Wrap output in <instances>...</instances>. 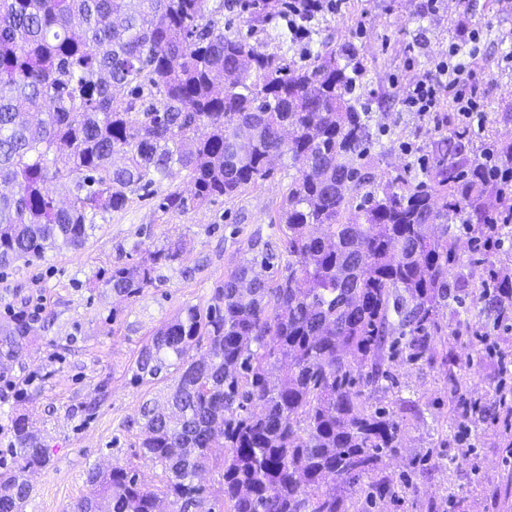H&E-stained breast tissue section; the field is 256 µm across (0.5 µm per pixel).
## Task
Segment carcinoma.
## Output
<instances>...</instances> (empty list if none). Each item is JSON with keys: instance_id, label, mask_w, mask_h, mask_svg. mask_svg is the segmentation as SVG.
<instances>
[{"instance_id": "cac0c4a2", "label": "carcinoma", "mask_w": 512, "mask_h": 512, "mask_svg": "<svg viewBox=\"0 0 512 512\" xmlns=\"http://www.w3.org/2000/svg\"><path fill=\"white\" fill-rule=\"evenodd\" d=\"M283 12V0L240 9L251 28ZM360 76L355 52L327 43L303 65L263 51L225 31L224 4L208 0H0V269L84 246L98 215L175 166L191 192H168L165 213L233 198L275 160L297 172L281 208L285 271L257 278L265 252L241 261L130 366L133 385L173 381L164 403L147 399L125 422L138 455L162 468V488L129 465H95L69 512H351L356 487L402 447L397 414L367 409L362 389L388 380L393 359L431 352L444 312L468 295L495 344L512 272L480 239L503 213L512 141L470 159L455 131L434 143L422 176L379 181L370 112L352 97ZM465 231L482 258H461ZM182 252L171 241L99 282L129 301ZM465 263L487 278L451 288ZM31 333L20 314L0 323V366L24 357ZM107 388L83 411L93 415ZM496 393L507 422L512 389ZM10 434L0 512H24L31 476L53 457L29 415L13 416ZM210 471L212 492L200 478Z\"/></svg>"}]
</instances>
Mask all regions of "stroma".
Segmentation results:
<instances>
[{
    "label": "stroma",
    "instance_id": "obj_1",
    "mask_svg": "<svg viewBox=\"0 0 512 512\" xmlns=\"http://www.w3.org/2000/svg\"><path fill=\"white\" fill-rule=\"evenodd\" d=\"M477 22L486 29L476 59L486 120L469 139L480 152L493 139H512V63L505 60L512 49V0H467L463 5L442 0L433 13L424 12L423 0H348L340 14L314 21V41L353 48L362 64L359 93L371 109L377 178L400 168L420 174L413 157L404 153V143L424 151L436 133L458 129L451 108L431 121L406 111L402 92ZM291 177V171L278 167L235 198L165 213L159 204L167 191L190 189L184 172L175 169L133 196L124 210L97 219L94 234L80 250H54L32 263L0 269V320L32 299L44 303L24 359L0 375V449H7L10 418L18 413L44 426L53 449L54 465L33 476L25 512H67L72 501L87 493L86 472L95 464L132 465L149 488L160 486L161 468L137 455V439L123 423L136 414L145 394H158L161 388L131 385L128 369L142 342L159 327L183 307L205 303L254 240H278L280 207ZM170 239L181 240L182 257L159 269L157 287L121 301L99 284L100 273L112 265L141 260ZM185 266L196 268L194 279L182 277ZM458 312L450 307L442 318L444 332L431 354L394 362L393 381L365 390L369 409L384 407L397 414L404 447L385 459L379 473L393 481L395 496L373 508L359 498L357 512H512V494L505 491L512 482V445L502 421L474 425V450L461 460L457 429L448 417L452 403L494 405L499 355L512 353V329L498 331L492 352L479 338L480 326L464 336L450 335ZM105 378L110 384L104 404L95 415H86L81 404L95 397ZM27 381L38 388V396L17 400L14 385Z\"/></svg>",
    "mask_w": 512,
    "mask_h": 512
}]
</instances>
